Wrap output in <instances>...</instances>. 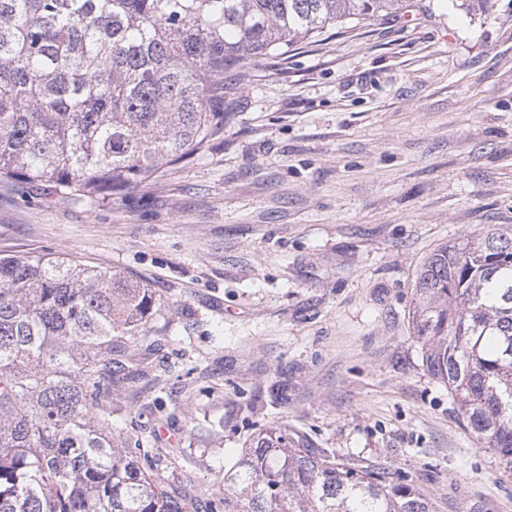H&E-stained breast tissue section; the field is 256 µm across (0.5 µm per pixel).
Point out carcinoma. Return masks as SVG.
<instances>
[{
	"label": "carcinoma",
	"mask_w": 512,
	"mask_h": 512,
	"mask_svg": "<svg viewBox=\"0 0 512 512\" xmlns=\"http://www.w3.org/2000/svg\"><path fill=\"white\" fill-rule=\"evenodd\" d=\"M402 0H0V197L110 195L224 132V68ZM148 286L0 257V512H192L150 441L112 435V394L150 360ZM427 372L512 475V236L434 249L408 312ZM132 344L112 360V337ZM206 512H434L394 467L355 468L286 426L257 434Z\"/></svg>",
	"instance_id": "obj_1"
}]
</instances>
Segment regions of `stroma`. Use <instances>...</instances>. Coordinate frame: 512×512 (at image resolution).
Listing matches in <instances>:
<instances>
[{
	"label": "stroma",
	"mask_w": 512,
	"mask_h": 512,
	"mask_svg": "<svg viewBox=\"0 0 512 512\" xmlns=\"http://www.w3.org/2000/svg\"><path fill=\"white\" fill-rule=\"evenodd\" d=\"M224 132L109 197L0 199V255L164 301L168 417L121 390L198 500L274 424L399 467L435 512H512V475L426 371L408 311L438 245L512 226V0H403L224 72Z\"/></svg>",
	"instance_id": "35a3bbf8"
}]
</instances>
